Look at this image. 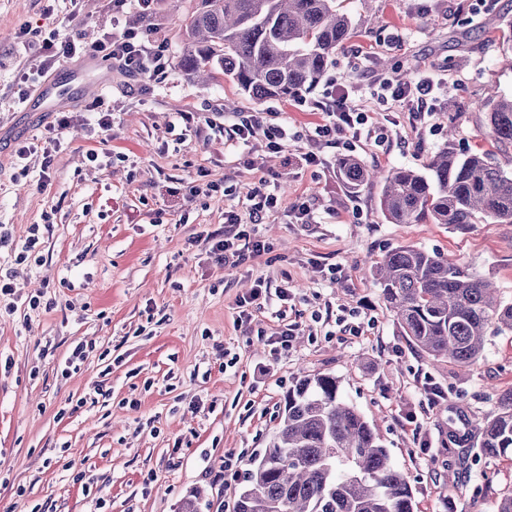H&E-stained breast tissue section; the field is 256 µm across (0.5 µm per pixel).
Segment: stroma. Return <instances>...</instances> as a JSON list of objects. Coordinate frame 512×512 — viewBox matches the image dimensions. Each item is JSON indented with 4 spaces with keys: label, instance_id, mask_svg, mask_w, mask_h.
Wrapping results in <instances>:
<instances>
[{
    "label": "stroma",
    "instance_id": "1",
    "mask_svg": "<svg viewBox=\"0 0 512 512\" xmlns=\"http://www.w3.org/2000/svg\"><path fill=\"white\" fill-rule=\"evenodd\" d=\"M197 0H154V38L171 64L144 77L113 70L104 98L112 128L101 131L87 104L65 113L24 111L20 73L50 31L93 38L112 28V0H0V224L16 245L40 225L36 259L14 265L15 292L0 301V512H177L200 491V512H225L242 480L224 481L229 456L266 448L294 378L332 373L407 476L416 512H496L512 491V457L478 453L477 423L512 389V335H489L468 371L422 357L401 336L368 275L404 245L440 252L488 277L512 301V224H390L378 210L380 184L345 193L335 163L345 147L321 146L323 165L301 169L306 141L270 153L225 146L211 126L243 112H282L291 127L321 122L305 98L258 101L224 78L201 83L175 63L183 19ZM361 32L338 51L324 80L369 98L376 79L430 74L448 81V103L415 126L393 104H373L388 139L361 141L355 157L371 170L424 168L456 125V147L490 150L512 171V146L487 137L484 102L512 95V0H337ZM495 30H485L488 18ZM402 34L394 43V34ZM192 112L184 130L176 115ZM71 125L51 150L18 163L60 117ZM108 152L110 166L87 158ZM275 185L278 206L248 232L261 256L217 263L193 244L241 208L258 179ZM201 182L210 195H193ZM331 211L322 224L295 223L298 198ZM263 280L270 295L239 319L237 301ZM288 289V304L276 294ZM44 303L31 308L29 299ZM293 329L288 348L271 340ZM88 347L75 369L76 344ZM431 384L444 392L428 405Z\"/></svg>",
    "mask_w": 512,
    "mask_h": 512
}]
</instances>
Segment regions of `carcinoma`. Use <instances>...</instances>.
<instances>
[{
  "label": "carcinoma",
  "instance_id": "obj_1",
  "mask_svg": "<svg viewBox=\"0 0 512 512\" xmlns=\"http://www.w3.org/2000/svg\"><path fill=\"white\" fill-rule=\"evenodd\" d=\"M336 0H198L185 19L177 65L202 81L224 76L256 100L294 97L315 86L336 51L356 34ZM492 144H512V95L485 103ZM456 128L425 170H369L336 159L348 194L383 182L378 206L390 224H512V173L490 152L455 151ZM402 335L434 363L471 368L483 359L488 331L512 334V301L490 280L437 251L406 245L371 268ZM488 459L512 452V390L480 422ZM233 512H414L405 473L390 461L364 415L347 403L333 374L295 379L268 446L250 459Z\"/></svg>",
  "mask_w": 512,
  "mask_h": 512
}]
</instances>
